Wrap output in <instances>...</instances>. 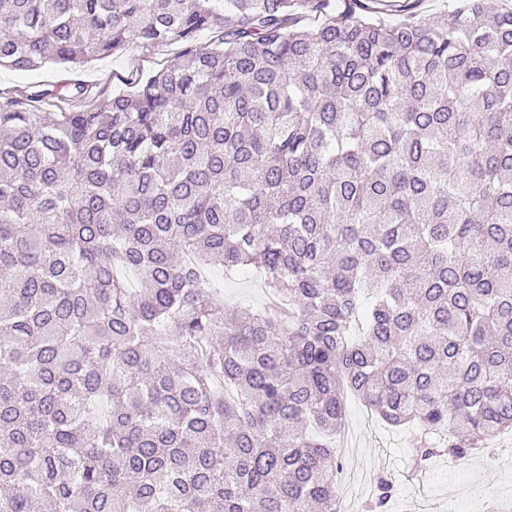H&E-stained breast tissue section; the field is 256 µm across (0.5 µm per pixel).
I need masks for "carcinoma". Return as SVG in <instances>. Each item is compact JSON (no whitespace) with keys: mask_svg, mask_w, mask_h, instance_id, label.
Instances as JSON below:
<instances>
[{"mask_svg":"<svg viewBox=\"0 0 512 512\" xmlns=\"http://www.w3.org/2000/svg\"><path fill=\"white\" fill-rule=\"evenodd\" d=\"M391 11L0 0V67L182 46L0 89V512H338L350 394L418 465L512 431V10ZM178 50L179 47L173 46L161 55L148 56L144 55L138 46L131 44L123 55L98 57L76 70L49 65L40 70L21 72L2 67L0 88L23 89L33 83L64 85L79 82L89 87L91 98H103L112 95V90L118 84L117 76L136 67L158 68L160 67L158 64H162ZM217 281H223L224 301L242 307H259L266 300L265 289L261 281L250 274H244L232 280H224L218 272L212 273Z\"/></svg>","mask_w":512,"mask_h":512,"instance_id":"1","label":"carcinoma"}]
</instances>
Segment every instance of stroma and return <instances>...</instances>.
I'll return each instance as SVG.
<instances>
[{"mask_svg": "<svg viewBox=\"0 0 512 512\" xmlns=\"http://www.w3.org/2000/svg\"><path fill=\"white\" fill-rule=\"evenodd\" d=\"M163 61V56L145 55L132 45L123 55L100 57L76 70L53 65L25 72L1 68L0 88L79 82L89 87L92 97L103 98L111 95L119 75L136 67L153 69ZM416 444V430H391L358 398H348L336 436L342 463L336 495L346 512H368L383 476L393 483L386 512H489L494 501L512 497L511 433L497 438L495 449L472 451L454 468L444 457L416 465Z\"/></svg>", "mask_w": 512, "mask_h": 512, "instance_id": "obj_1", "label": "stroma"}]
</instances>
